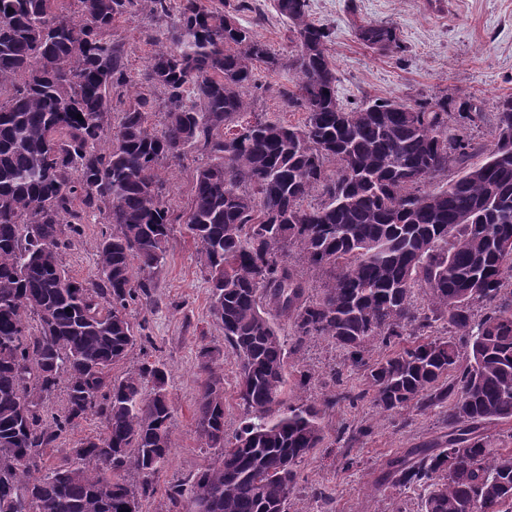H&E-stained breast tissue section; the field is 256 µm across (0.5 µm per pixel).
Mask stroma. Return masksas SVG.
Returning a JSON list of instances; mask_svg holds the SVG:
<instances>
[{"instance_id": "1", "label": "stroma", "mask_w": 512, "mask_h": 512, "mask_svg": "<svg viewBox=\"0 0 512 512\" xmlns=\"http://www.w3.org/2000/svg\"><path fill=\"white\" fill-rule=\"evenodd\" d=\"M315 22L331 27L327 52L336 66L340 99L349 106L368 100H411L447 95L449 112L460 102L475 98L482 115L466 130L475 149L469 158L483 160V146L494 138L498 101L512 97V0H310ZM239 22L252 29L276 53L287 55L292 45L282 19L271 0H260L259 11L239 13ZM151 19L143 0L114 22L109 38L121 45L132 77H139L153 52L141 35ZM362 22L393 25L400 49L377 53L357 38ZM256 85L250 92L251 110L263 116L301 124V110L284 109L278 96L280 74L264 65L255 69ZM208 157L188 151L176 166H163L167 205L177 217L167 245L164 266L156 276L152 306L130 304L128 317L139 334L127 358L114 365L112 374L124 376L144 362H161L168 369L166 389L174 410L172 454L154 479L155 494L142 501L141 512H158L166 503L170 484L185 482L217 452L202 447L194 413L197 396V363L201 347L215 349L224 373V432L234 437L244 420L236 399V359L224 343V333L210 316L209 288L197 261L198 244L182 221L193 200L196 173ZM112 227L97 213L87 214L78 236L63 253L69 274L78 280L97 277L96 246ZM306 367L313 379L294 402L310 403L338 388L361 387L362 376L345 364L343 351L328 340L308 341L299 356L290 358L289 369ZM326 440L298 467L297 485L288 499V512H322L318 491L329 492L333 512H389L392 503L404 504L407 512H420L425 491H380L377 481L387 459L406 448L440 438L448 432L441 409L382 413L370 401L341 404L324 417Z\"/></svg>"}]
</instances>
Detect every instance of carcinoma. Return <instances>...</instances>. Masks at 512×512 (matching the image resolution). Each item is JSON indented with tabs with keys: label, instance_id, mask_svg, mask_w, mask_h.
<instances>
[{
	"label": "carcinoma",
	"instance_id": "cac0c4a2",
	"mask_svg": "<svg viewBox=\"0 0 512 512\" xmlns=\"http://www.w3.org/2000/svg\"><path fill=\"white\" fill-rule=\"evenodd\" d=\"M77 2L74 15L66 0H0V512H122L153 496L175 447L167 370L143 363L115 379L112 366L137 343L127 309L153 302L172 232L158 166L193 148L210 163L186 229L247 422L226 438L224 374L201 347L196 433L219 455L168 488L166 512H192L200 493L205 512H287L296 467L325 442L326 412L365 399L388 413L448 404V436L388 459L379 486L424 487L422 512H512V448L485 434L512 423V97L470 166L474 146L458 130L481 101L453 117L446 97L346 107L332 32L311 20L309 0H273L292 34L286 62L208 0H146L155 25L143 36L157 49L141 82L164 90L165 119L152 125L155 100L139 92L109 134L111 93L136 83L107 33L135 0ZM356 36L400 48L389 26L360 24ZM257 63L288 72L279 97L304 110L303 124L261 117L231 129L250 108ZM451 167L458 177L441 181ZM315 192L321 201L305 204ZM95 211L112 232L97 245L98 278L75 281L64 236ZM293 247L328 274L319 294L288 263ZM438 320L462 343L433 336ZM314 336L344 350L364 388L287 400L312 379L288 372V359ZM377 339L400 348L372 360ZM62 384L65 411L49 420L43 403ZM90 416L101 432L46 464V449Z\"/></svg>",
	"mask_w": 512,
	"mask_h": 512
}]
</instances>
